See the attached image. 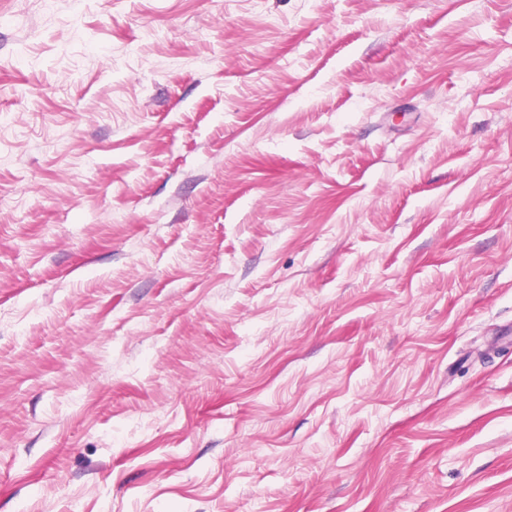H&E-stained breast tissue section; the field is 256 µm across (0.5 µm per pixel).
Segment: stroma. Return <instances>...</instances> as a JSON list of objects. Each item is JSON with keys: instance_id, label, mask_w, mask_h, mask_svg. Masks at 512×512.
<instances>
[{"instance_id": "35a3bbf8", "label": "stroma", "mask_w": 512, "mask_h": 512, "mask_svg": "<svg viewBox=\"0 0 512 512\" xmlns=\"http://www.w3.org/2000/svg\"><path fill=\"white\" fill-rule=\"evenodd\" d=\"M0 512H512V0H0Z\"/></svg>"}]
</instances>
